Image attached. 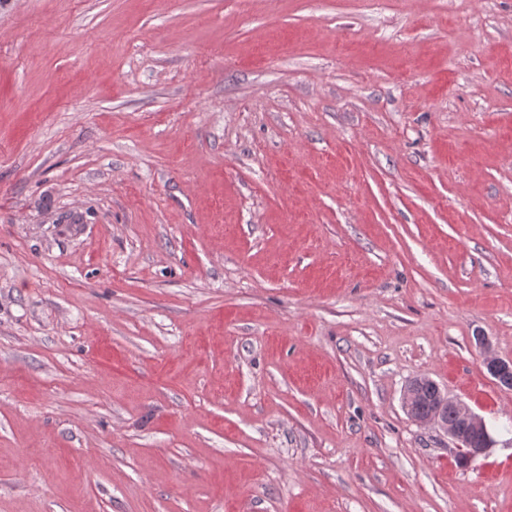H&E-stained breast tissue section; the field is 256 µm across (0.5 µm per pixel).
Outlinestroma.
Masks as SVG:
<instances>
[{
  "label": "stroma",
  "mask_w": 512,
  "mask_h": 512,
  "mask_svg": "<svg viewBox=\"0 0 512 512\" xmlns=\"http://www.w3.org/2000/svg\"><path fill=\"white\" fill-rule=\"evenodd\" d=\"M482 339L512 0H0V512H512ZM416 382L420 384L428 383L434 387L437 393V402L433 409L430 411L431 401H429V399L433 397L431 390L428 389L424 394V398L416 403L419 398L416 384L409 386L404 390L403 394V407L409 416H412L413 407L416 403V413L419 416L425 417L417 421L424 425H438L446 430L448 435L454 441H456L459 450L462 451V457L468 459L470 462L474 461L480 456L485 455L489 448L493 447L495 440L491 436L485 421L480 416L473 413L460 401L450 399L447 393L441 390L438 384L433 380L425 377L416 379ZM446 407L449 408L446 412H444L443 416L446 422L448 420V423L441 420V414ZM450 408H453L458 416V423L453 428H448L453 426L456 422L454 412ZM478 429L484 432L485 438L483 441L481 431L474 432L475 446L477 448H473L470 442L471 432ZM482 443V448H478Z\"/></svg>",
  "instance_id": "stroma-1"
}]
</instances>
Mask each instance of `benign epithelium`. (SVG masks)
Wrapping results in <instances>:
<instances>
[{"mask_svg": "<svg viewBox=\"0 0 512 512\" xmlns=\"http://www.w3.org/2000/svg\"><path fill=\"white\" fill-rule=\"evenodd\" d=\"M481 346L484 349L483 363L487 372L497 381L502 380L506 383L512 381V359H503L487 351L488 344L485 342L481 343ZM417 382L430 384L436 388L437 393L435 406L427 417L419 420V423L438 425L445 429L448 435L456 441L459 450L462 451V457L471 462L485 455L489 448L493 447L495 440L480 416L473 413L460 401L449 398L447 393L439 389L438 384L433 380L425 377L417 379ZM446 407L454 409L458 416V423L452 428L448 427V423L441 420V414ZM478 429L484 432L485 438L482 447L474 448L470 442L471 432Z\"/></svg>", "mask_w": 512, "mask_h": 512, "instance_id": "obj_1", "label": "benign epithelium"}]
</instances>
